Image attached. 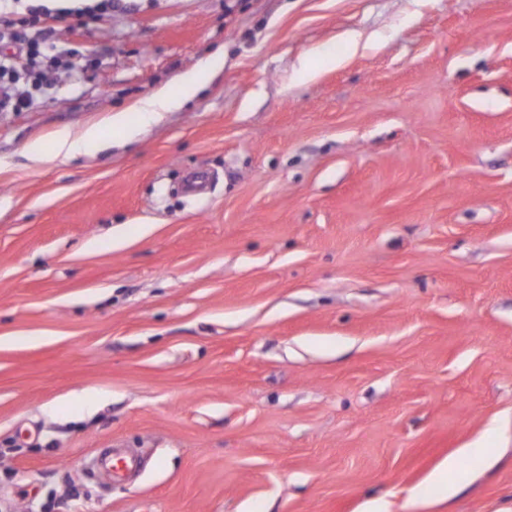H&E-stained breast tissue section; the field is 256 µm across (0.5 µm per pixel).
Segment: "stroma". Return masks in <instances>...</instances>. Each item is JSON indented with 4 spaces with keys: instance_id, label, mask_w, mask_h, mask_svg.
<instances>
[{
    "instance_id": "stroma-1",
    "label": "stroma",
    "mask_w": 512,
    "mask_h": 512,
    "mask_svg": "<svg viewBox=\"0 0 512 512\" xmlns=\"http://www.w3.org/2000/svg\"><path fill=\"white\" fill-rule=\"evenodd\" d=\"M67 6L0 112V512H512V0ZM184 101V99L179 98V95L172 94L168 88H160L149 97L138 101L132 107L136 112H139V126L131 128L127 125L126 111H118V113L111 117L109 123L112 127L126 130V137L132 139L141 133L145 124L158 120L163 112L179 109ZM90 145H94L98 150H103L112 145V140L97 126L88 127L79 134L62 130L54 138L51 156L53 158H69L83 152Z\"/></svg>"
}]
</instances>
